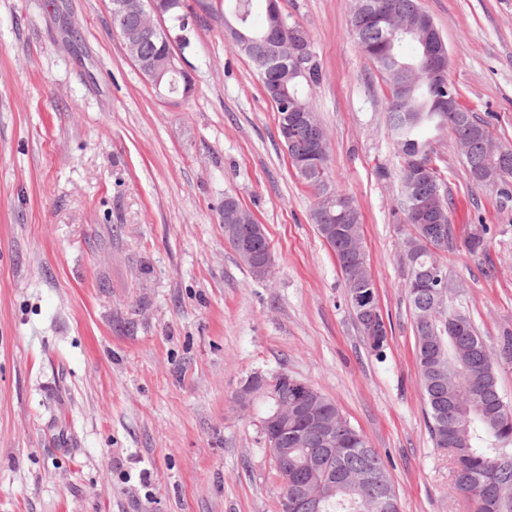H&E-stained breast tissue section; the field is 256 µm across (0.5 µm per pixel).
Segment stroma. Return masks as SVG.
I'll list each match as a JSON object with an SVG mask.
<instances>
[{
	"mask_svg": "<svg viewBox=\"0 0 512 512\" xmlns=\"http://www.w3.org/2000/svg\"><path fill=\"white\" fill-rule=\"evenodd\" d=\"M448 79L512 146V0H418ZM194 91L156 89L109 0H0V512H280L259 426L235 395L280 371L333 400L388 463L401 512H471L434 447L415 362L385 89L351 0H281L324 72L310 94L332 179L362 216L391 326L364 340L276 115L220 14L185 0ZM453 198L448 272L483 336L512 330V207L437 145ZM264 224L255 279L224 239V198ZM491 227L486 260L463 240Z\"/></svg>",
	"mask_w": 512,
	"mask_h": 512,
	"instance_id": "stroma-1",
	"label": "stroma"
}]
</instances>
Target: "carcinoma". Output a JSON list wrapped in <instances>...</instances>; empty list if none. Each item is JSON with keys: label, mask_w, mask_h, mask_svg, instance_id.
Instances as JSON below:
<instances>
[{"label": "carcinoma", "mask_w": 512, "mask_h": 512, "mask_svg": "<svg viewBox=\"0 0 512 512\" xmlns=\"http://www.w3.org/2000/svg\"><path fill=\"white\" fill-rule=\"evenodd\" d=\"M394 5L393 18L402 24L413 19L418 8L417 0H390ZM224 7V18L238 25L248 37L266 34L288 33V28L299 23L287 19L284 14L265 13L260 26L252 21V0H220ZM385 29L373 18L363 19L356 39L364 45L377 48L385 41ZM447 48L445 42L436 41L425 46L412 39L397 41L392 56L373 59L382 74L387 88L386 121L391 130L395 151L403 162L400 180H414L415 191L425 197L432 192L427 178L408 165V158L425 160L436 152V141L444 135L467 144L468 153L463 164L471 178L482 185L492 187L503 206L512 203V153L509 154L504 181L493 180L488 164V145L493 142L488 124L473 111L466 112V119L458 121L437 107V99L452 92L462 97L452 83L432 86L424 78L411 79L395 71L399 64L420 66L425 52H438ZM174 47L162 36L145 40L139 53L163 72L161 87L171 94L186 96L191 88L185 75L170 66ZM324 73L319 59L311 61L307 68L294 74L283 59L269 60L260 79L266 99L282 122L283 106L291 100L310 107L308 93L323 81ZM319 124L315 112H310V124L294 127L292 144L286 145L291 158L307 157L310 125ZM297 175L314 191L328 190L344 199L347 194L333 186L329 157H324L321 167ZM452 198L440 201L437 220L444 225L441 241L424 244L420 239L421 229L408 215L405 200H399L398 210L402 223L411 227L409 240L418 251L409 262L408 278L414 281L416 272L427 269L439 271L447 288H408L409 303L413 314L416 338V362L421 385L428 408V428L434 447L446 451L453 464L454 489L463 495L472 506V512H512V495L507 487L512 486V402L503 398L498 387V370L512 366V332L507 331L492 345L477 330L470 312L452 301V283L448 267L440 261L438 252L447 251L453 241V225L448 223V211L452 210ZM354 221L338 207L332 217L321 218L319 208H314L312 220L318 232L323 225L335 224L349 227L351 235L327 240L336 256L341 270L346 293L354 288L366 286L376 289L364 249L354 251L353 240L361 241L362 221L358 210H353ZM481 231L470 235L464 242L471 255H484L488 248L487 235L490 228L482 224ZM282 403L293 404L303 398L302 391L293 383L282 384L278 389ZM315 407L320 415L334 417L343 424L344 433L336 446V453L316 441L292 449L300 478L318 483V475L304 467L306 460L315 455H324L327 467L336 469V475L348 473L343 480H336V489L327 493L323 512H400L398 498L392 484L386 462L372 448L364 435L356 430L343 416L336 404L323 393H318ZM281 512H309L306 502L287 507L286 500L292 498V490L286 488L281 475H276Z\"/></svg>", "instance_id": "cac0c4a2"}]
</instances>
